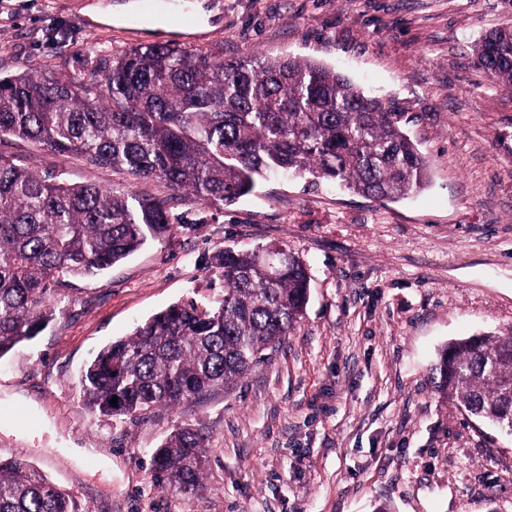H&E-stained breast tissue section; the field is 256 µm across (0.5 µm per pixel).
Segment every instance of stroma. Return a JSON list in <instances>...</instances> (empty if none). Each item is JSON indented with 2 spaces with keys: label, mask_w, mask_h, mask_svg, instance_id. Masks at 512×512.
<instances>
[{
  "label": "stroma",
  "mask_w": 512,
  "mask_h": 512,
  "mask_svg": "<svg viewBox=\"0 0 512 512\" xmlns=\"http://www.w3.org/2000/svg\"><path fill=\"white\" fill-rule=\"evenodd\" d=\"M0 0V74L61 80L151 44L89 35L86 6ZM196 48L320 62L394 102L431 164L420 193L391 202L285 173L235 204L173 195L160 179L20 141L0 154L72 183L171 200L175 231L106 274L74 281L61 313L0 358V457L25 455L92 512H512V436L432 383L449 340L512 327V90L471 59L512 25V0H188ZM284 246L307 265L303 317L238 382L177 408L103 418L81 371L106 343L171 304L221 294L207 267L225 247ZM210 433L206 487L151 482L175 428Z\"/></svg>",
  "instance_id": "35a3bbf8"
}]
</instances>
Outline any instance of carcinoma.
<instances>
[{"label": "carcinoma", "mask_w": 512, "mask_h": 512, "mask_svg": "<svg viewBox=\"0 0 512 512\" xmlns=\"http://www.w3.org/2000/svg\"><path fill=\"white\" fill-rule=\"evenodd\" d=\"M474 65L512 89V26L486 32ZM227 205L277 172L399 201L428 186L430 164L389 100L316 61L224 59L174 42L133 48L99 76L0 78V140ZM174 231L169 199L70 184L0 155V358L54 319L71 280L98 276ZM224 292L173 304L85 365L84 406L118 418L176 407L237 381L267 359L309 298L304 263L285 247L220 249ZM437 391L512 435V328L454 339L432 368ZM117 398V405L110 404ZM209 432L178 427L152 456V482L203 488ZM0 512H91L19 456L0 459Z\"/></svg>", "instance_id": "carcinoma-1"}]
</instances>
